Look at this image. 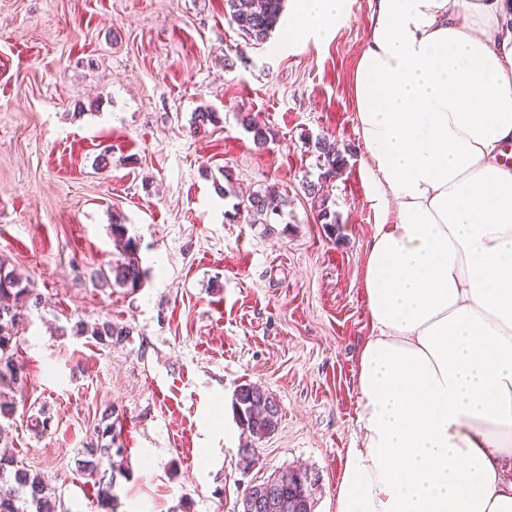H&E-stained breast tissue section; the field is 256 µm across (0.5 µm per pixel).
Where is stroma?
<instances>
[{
    "label": "stroma",
    "instance_id": "35a3bbf8",
    "mask_svg": "<svg viewBox=\"0 0 512 512\" xmlns=\"http://www.w3.org/2000/svg\"><path fill=\"white\" fill-rule=\"evenodd\" d=\"M373 2L353 0L331 41L288 50L287 19L252 46L224 0H0V261L43 301L20 332L0 449L63 512H105L75 468L107 410L124 451L114 512H237L250 485L295 467L319 477L312 512H335L373 333L362 279L376 217L353 101ZM205 107L217 121L193 130ZM243 113L272 130L264 147ZM321 136L347 160L327 189L336 239L302 189ZM266 189L287 197L286 223L234 217V193ZM116 219L147 272L135 290L97 279ZM104 318L129 336L73 331ZM247 383L280 421L245 472L233 401Z\"/></svg>",
    "mask_w": 512,
    "mask_h": 512
}]
</instances>
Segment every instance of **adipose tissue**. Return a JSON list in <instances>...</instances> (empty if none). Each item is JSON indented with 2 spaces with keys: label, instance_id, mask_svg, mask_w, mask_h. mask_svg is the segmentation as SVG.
Returning <instances> with one entry per match:
<instances>
[{
  "label": "adipose tissue",
  "instance_id": "1",
  "mask_svg": "<svg viewBox=\"0 0 512 512\" xmlns=\"http://www.w3.org/2000/svg\"><path fill=\"white\" fill-rule=\"evenodd\" d=\"M288 42L351 0H290ZM377 216L336 512H512V0H375L353 77Z\"/></svg>",
  "mask_w": 512,
  "mask_h": 512
}]
</instances>
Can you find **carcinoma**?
Returning a JSON list of instances; mask_svg holds the SVG:
<instances>
[{"label": "carcinoma", "instance_id": "cac0c4a2", "mask_svg": "<svg viewBox=\"0 0 512 512\" xmlns=\"http://www.w3.org/2000/svg\"><path fill=\"white\" fill-rule=\"evenodd\" d=\"M284 0H224L225 15L234 23L250 45L264 43L276 27ZM241 125L252 134L256 146L262 147L270 138V129L257 124L248 115H240ZM309 147L317 153L321 170L318 182L304 181L305 194L319 199L316 220L325 234L334 237L340 233L336 212L328 205L325 185L336 178L338 171L346 164L341 151L332 147L325 138H318ZM288 200L277 199L269 190L257 191L239 199L234 215L249 224H270L275 217H283V208ZM112 238L120 258L112 261L109 272L113 284L121 288H138L144 272L136 257L132 238L126 234V227L116 220L112 224ZM30 304L37 308L41 297L29 285L0 265V419L10 420L15 409L14 396L23 382L22 369L15 359L17 335L25 320V314L18 304ZM79 332L90 331L92 337L101 343L110 344L129 335V330L110 320L98 322L92 329L82 323L76 324ZM233 410L236 422L249 443L239 449V465L247 471L255 465L256 449L251 443L265 438L278 427L279 406L266 390L251 384L241 386L234 398ZM124 449H112V442L85 449L78 468L81 475L97 484V498L100 506L107 508L112 503V483L102 470L103 458L120 456ZM318 478L307 470H288L274 474L267 480L250 486L243 494L239 512H311L312 491ZM0 512H57L56 501L48 492L40 476L32 474L11 457H0Z\"/></svg>", "mask_w": 512, "mask_h": 512}]
</instances>
